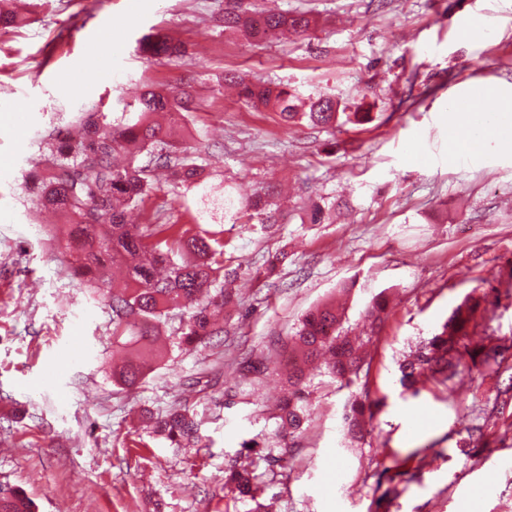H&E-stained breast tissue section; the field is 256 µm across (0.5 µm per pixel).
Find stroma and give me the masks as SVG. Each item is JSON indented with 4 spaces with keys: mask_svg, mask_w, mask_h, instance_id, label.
<instances>
[{
    "mask_svg": "<svg viewBox=\"0 0 512 512\" xmlns=\"http://www.w3.org/2000/svg\"><path fill=\"white\" fill-rule=\"evenodd\" d=\"M312 19L303 35L253 45L215 29L225 0H50L28 25L0 29V486L23 489L39 512H512V406L495 404L499 372L466 367L418 396L396 382L397 361L434 335L470 294L477 336L512 343V149L492 143L467 159L448 155V102L474 81L512 98V0H259ZM481 24V34L463 32ZM163 33L179 60L137 46ZM295 88L302 104L327 95L360 123L285 125L244 106L225 73ZM189 92L196 104L180 135L208 144L213 196L270 195L276 221L224 220L234 258L245 260L224 344L173 350L132 391L112 381L111 311L61 269L42 232L55 223L24 192L25 173L54 129L95 105L121 112L143 82ZM332 205L309 221L311 202ZM181 224L202 208L193 190L161 182L131 214L157 209ZM389 300L379 327L365 309ZM337 300L346 333L363 338L369 435L348 443V390L311 382L312 419L279 434L286 395L272 369L243 391L242 354L288 340L300 317ZM235 393L233 406L225 396ZM188 401L202 421L197 453L171 447L140 424L145 408ZM486 432L464 455L467 426ZM264 434L288 466L256 495L234 501L224 462ZM423 459L416 479L395 461Z\"/></svg>",
    "mask_w": 512,
    "mask_h": 512,
    "instance_id": "1",
    "label": "stroma"
}]
</instances>
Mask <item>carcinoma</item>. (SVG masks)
<instances>
[{
    "mask_svg": "<svg viewBox=\"0 0 512 512\" xmlns=\"http://www.w3.org/2000/svg\"><path fill=\"white\" fill-rule=\"evenodd\" d=\"M27 20L0 0V26L12 27ZM224 30L248 39L270 38L286 32L302 34L310 27L303 13L259 10L249 0H227L224 17L215 19ZM140 52L153 59H173L185 54L183 45L166 35L146 38ZM224 81L236 85L245 104L262 105L281 114L287 123L307 121L312 126L332 127L339 118L336 100L320 96L307 112L296 108L298 92L288 86L254 84L234 74ZM188 94L173 95L162 87L148 86L124 106L121 116L91 107L80 113L77 134L70 129L55 132L48 143L42 167L30 174L28 188L37 202L60 216L53 243L67 258V270L98 292L112 312V339L124 351L121 363L112 366V379L127 390L140 383L153 365L168 357L173 347L203 344L224 336L219 313L235 303L224 283L237 277L242 263L232 266L227 256L224 228L206 230L198 224H171L164 214H154L150 224H130L127 209L141 206L154 189L155 174L163 170L187 189L203 191L206 204L201 214L222 211L240 219L268 221L269 202L256 194L245 206L230 197L211 199L206 193L203 150L179 143L171 130L157 121L161 112H190ZM480 300L468 296L457 306L438 332L398 367L401 387L417 395L424 379L447 382L460 373L461 356L474 365L499 364L505 347L487 337L471 344L475 314ZM179 316L177 329L167 331L171 316ZM329 355L324 375L342 387L360 379L364 366L361 346L342 330L336 305L316 306L303 318L288 350V399L281 405V431L299 435L309 421L307 385L311 370L322 355ZM268 371L264 358L240 362L243 378ZM364 398L345 407L342 420L352 438L365 437V412L371 405ZM154 432L174 448L200 441L197 414L179 402L152 416ZM240 453L248 464L234 460L224 468V486L236 498H255L265 483L258 471L264 462L268 471L284 467L286 459L259 434L241 443ZM0 512H35L34 502L19 488H0Z\"/></svg>",
    "mask_w": 512,
    "mask_h": 512,
    "instance_id": "carcinoma-1",
    "label": "carcinoma"
}]
</instances>
